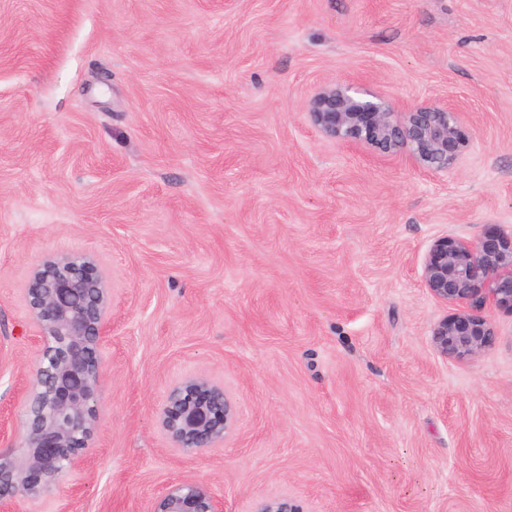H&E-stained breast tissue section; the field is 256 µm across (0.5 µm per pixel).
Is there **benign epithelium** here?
Returning <instances> with one entry per match:
<instances>
[{"instance_id": "obj_1", "label": "benign epithelium", "mask_w": 512, "mask_h": 512, "mask_svg": "<svg viewBox=\"0 0 512 512\" xmlns=\"http://www.w3.org/2000/svg\"><path fill=\"white\" fill-rule=\"evenodd\" d=\"M306 111L328 139L387 156L406 152L435 173L448 170L469 146L459 110L400 105L352 81L320 87ZM423 280L434 298L457 308L433 328L434 348L446 359H470L494 336L484 309L512 313V236L487 234L473 242L439 237L425 259ZM24 297L42 344L24 389L22 455L14 454L11 442L0 448V512H17L19 496H46L82 465L99 418V350L111 293L94 260L59 255L41 261L31 270ZM235 420L224 386L190 377L169 390L161 426L177 448L191 453L223 443ZM152 512H224V504L207 484L184 479L167 486ZM255 512L299 510L287 497L275 496Z\"/></svg>"}]
</instances>
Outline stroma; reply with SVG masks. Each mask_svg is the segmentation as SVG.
<instances>
[{
    "label": "stroma",
    "instance_id": "stroma-1",
    "mask_svg": "<svg viewBox=\"0 0 512 512\" xmlns=\"http://www.w3.org/2000/svg\"><path fill=\"white\" fill-rule=\"evenodd\" d=\"M465 111L433 173L325 138L328 81ZM512 234V0H0V424L25 419L43 258L112 295L88 462L19 512H512V314L449 360L435 239ZM191 376L236 406L217 448L160 418ZM224 504L215 498L204 482L176 481L167 486L152 512H223Z\"/></svg>",
    "mask_w": 512,
    "mask_h": 512
}]
</instances>
